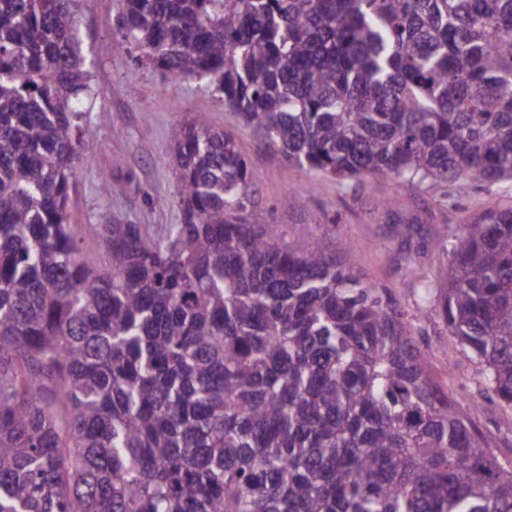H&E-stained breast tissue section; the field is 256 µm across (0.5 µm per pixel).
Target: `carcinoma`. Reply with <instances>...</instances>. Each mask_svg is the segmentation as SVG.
I'll return each mask as SVG.
<instances>
[{
    "label": "carcinoma",
    "mask_w": 512,
    "mask_h": 512,
    "mask_svg": "<svg viewBox=\"0 0 512 512\" xmlns=\"http://www.w3.org/2000/svg\"><path fill=\"white\" fill-rule=\"evenodd\" d=\"M79 1L0 0V512H512L404 314L347 248L269 222L234 133L176 123L181 222L83 250ZM119 34L292 166L512 180V0H123ZM437 278L512 408V203Z\"/></svg>",
    "instance_id": "obj_1"
}]
</instances>
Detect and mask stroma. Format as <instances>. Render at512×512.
Here are the masks:
<instances>
[{
  "label": "stroma",
  "instance_id": "35a3bbf8",
  "mask_svg": "<svg viewBox=\"0 0 512 512\" xmlns=\"http://www.w3.org/2000/svg\"><path fill=\"white\" fill-rule=\"evenodd\" d=\"M121 0H96L79 10V33L91 61L94 96L82 122L93 138L80 151L69 188L68 213L85 249L98 251L96 227L104 222L140 224L155 237L179 223L171 129L188 120L236 133L240 152L257 175L256 201L288 233L310 232L322 244H345L355 266L389 295L411 323L431 372L487 439L499 461L512 466V409L488 392L480 367L466 358L448 331L439 298L438 269L451 257L469 217L512 202V181H467L438 190L396 194L389 183L357 189L317 172L288 165L252 133L239 129L224 97L194 78L169 84L136 60L118 34ZM301 189L307 208L282 207L289 188ZM448 237L434 246L435 230Z\"/></svg>",
  "mask_w": 512,
  "mask_h": 512
}]
</instances>
